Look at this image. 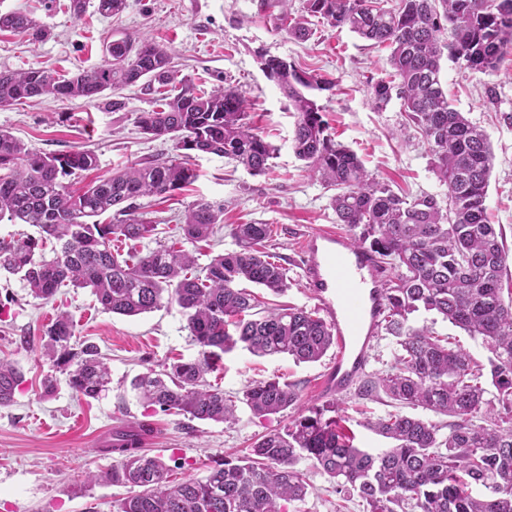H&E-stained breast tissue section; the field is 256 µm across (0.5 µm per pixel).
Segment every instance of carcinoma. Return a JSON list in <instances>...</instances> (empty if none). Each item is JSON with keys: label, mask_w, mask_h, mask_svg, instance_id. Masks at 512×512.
Returning <instances> with one entry per match:
<instances>
[{"label": "carcinoma", "mask_w": 512, "mask_h": 512, "mask_svg": "<svg viewBox=\"0 0 512 512\" xmlns=\"http://www.w3.org/2000/svg\"><path fill=\"white\" fill-rule=\"evenodd\" d=\"M275 29L309 38L305 15L331 28L390 48V69L371 80L372 102L401 101L408 125L421 135L444 197H411L369 173L337 142L314 91L335 82L266 58L295 112L293 150L309 174L336 190L331 205L352 246L367 248L386 267L381 328L395 340L393 364L363 382L361 394L384 395L401 409L448 417L440 423L388 412L369 422L392 447L373 455L354 445L342 425L336 400L300 407L301 395L276 378L251 382L243 401L259 417L295 411L288 425L253 443L243 456L224 454L202 479L172 483L171 469L142 452L152 433L139 422L115 433L106 448L120 456L108 472L89 481L141 488L115 505V512H286L305 500L309 484L302 461L355 492L366 512H512V289L504 287L512 256L503 230L489 223L485 205L492 168L488 135L448 101L440 71L443 55L460 67L497 74L512 56V0H304L303 14L288 13V0H265ZM127 0H98L97 11L115 15ZM0 29L31 37L48 30L23 11L0 15ZM168 51L148 40L112 42V60L69 77L40 69L0 72V107L33 97L94 100L143 78L165 88L157 108L142 112L138 126L151 138L173 142L178 157L131 166L73 193L65 179L96 166L90 150L37 151L0 130V221L30 224L38 236L0 239V271L18 275L30 293L50 300L70 283L90 288L101 306L124 316L176 303L184 313L199 355L160 372L135 378L132 389L151 407L191 420L232 423L236 402L206 381L224 354L242 345L255 356H284L315 363L336 344L317 312L274 306L259 308L249 282L273 295L288 289L286 268L265 251L270 224H232L236 249L201 266L183 249L216 234L224 205L197 200L183 216L181 240L124 258L123 241L157 235L158 224L135 214L140 197L164 195L194 182L191 153L222 156L253 175L271 168L276 148L249 121L248 101L238 88L209 92L178 78ZM120 218L102 224L110 211ZM52 243L53 257L44 256ZM418 314L430 323L412 324ZM442 320L479 340L490 356L475 361L458 342L438 334ZM43 356L67 373L70 388L95 398L109 383L101 350L78 343L76 323L64 312L47 327ZM24 374L0 360V406L10 404ZM484 488L480 498L473 487Z\"/></svg>", "instance_id": "obj_1"}]
</instances>
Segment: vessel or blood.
<instances>
[{
  "mask_svg": "<svg viewBox=\"0 0 512 512\" xmlns=\"http://www.w3.org/2000/svg\"><path fill=\"white\" fill-rule=\"evenodd\" d=\"M302 248L306 286L336 336V356L323 374L320 391L337 395L366 370L384 314L383 272L374 254L350 247L346 235L329 228L308 234Z\"/></svg>",
  "mask_w": 512,
  "mask_h": 512,
  "instance_id": "b4317fda",
  "label": "vessel or blood"
}]
</instances>
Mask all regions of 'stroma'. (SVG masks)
<instances>
[{
    "label": "stroma",
    "instance_id": "stroma-1",
    "mask_svg": "<svg viewBox=\"0 0 512 512\" xmlns=\"http://www.w3.org/2000/svg\"><path fill=\"white\" fill-rule=\"evenodd\" d=\"M261 0H127L115 16L100 15L96 0H86L81 18H74L70 0H0V14L33 13L50 32L47 40L0 31V71L29 67L58 75L90 71L105 64L113 40L151 39L164 45L178 77L204 89L233 85L251 103L250 120L276 147L272 171L251 175L243 167L214 154L192 160L198 177L170 196L137 199L140 213L159 222L161 241L179 238L177 222L188 204L204 199L224 206L229 224H272L277 232L269 250L288 275V291L280 301L313 309L302 275L303 237L332 227V189L312 178L292 149L296 116L275 81L261 65L265 56L288 61L309 74L334 80L318 92L319 104L337 141L350 148L394 190L416 196L444 195L420 139L396 138L404 116L398 99L381 111L371 106V80L388 67V50L369 46L349 29L315 24L313 36L297 40L276 30L260 8ZM441 78L454 108L488 133L493 166L486 206L491 223L501 225L512 250V61L506 71L490 76L441 61ZM158 85L138 82L89 102L80 98L42 97L0 108V128L29 147L45 153L93 151L95 169L73 176L71 189L134 163L175 157L168 139H149L140 131V113L155 109ZM69 312L80 339L98 345L111 372V382L98 398H80L67 384L65 371L41 356L47 325L58 312ZM186 318L177 305L126 317L97 302L90 290L60 288L49 301L34 298L18 277L0 273V358L14 363L25 381L11 404L0 406V512H113L118 499L134 495L135 487L88 484L90 472L108 470L117 461L104 446L116 431L145 421L153 434L148 454L162 456L172 477L200 479L229 450L247 448L259 436L284 428L288 414L253 415L241 401L250 382L273 376L295 385L303 405L325 401L319 382L328 362L294 363L284 357H257L236 348L224 357L223 369L210 374L227 395L239 402L235 423L188 420L143 405L130 383L136 376L162 370L165 364L195 359ZM57 381L52 395L44 378ZM360 449L377 453L387 439L364 427L365 418L388 412L385 402L359 396L350 389L339 397ZM311 490L300 512H364L358 495L343 497L333 483L307 471Z\"/></svg>",
    "mask_w": 512,
    "mask_h": 512
}]
</instances>
